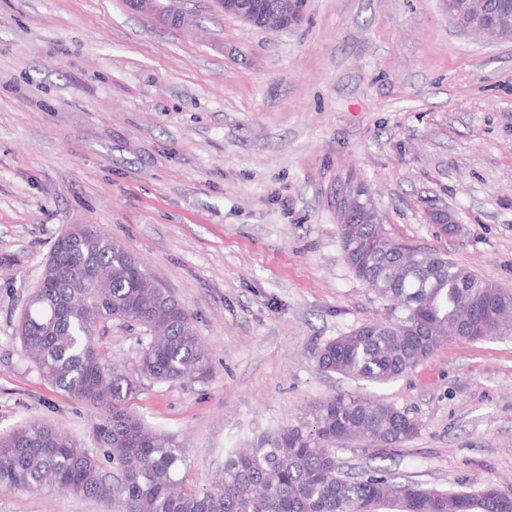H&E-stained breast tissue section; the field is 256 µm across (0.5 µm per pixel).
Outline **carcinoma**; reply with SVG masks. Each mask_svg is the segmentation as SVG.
Masks as SVG:
<instances>
[{
    "instance_id": "1",
    "label": "carcinoma",
    "mask_w": 512,
    "mask_h": 512,
    "mask_svg": "<svg viewBox=\"0 0 512 512\" xmlns=\"http://www.w3.org/2000/svg\"><path fill=\"white\" fill-rule=\"evenodd\" d=\"M339 238L355 276L388 302L387 316L324 344L321 370L387 383L449 338L477 342L512 334L511 288L440 253L405 248L363 213L346 216ZM112 321L150 336L141 376L193 383L211 376L210 352L185 306L104 230L71 225L52 247L18 334L48 384L100 410L92 433L101 454L77 447L52 425L29 422L0 437L1 492L52 484L109 500L118 512H378L395 503L403 512H437L444 501L452 512H512V485L448 493L385 476H343L337 444L363 438L397 447L419 429L397 407L352 395L323 402L312 430L286 426L259 435L224 461L214 484L198 489L181 474L185 449L131 408L136 385L114 370L104 343Z\"/></svg>"
}]
</instances>
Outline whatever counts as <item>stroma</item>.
I'll return each instance as SVG.
<instances>
[{"label": "stroma", "mask_w": 512, "mask_h": 512, "mask_svg": "<svg viewBox=\"0 0 512 512\" xmlns=\"http://www.w3.org/2000/svg\"><path fill=\"white\" fill-rule=\"evenodd\" d=\"M174 2L193 30L130 0H0V435L29 421L96 450L97 413L49 385L17 325L50 248L95 224L194 318L203 383L140 376L149 337L110 323L132 407L208 486L228 455L345 393L417 435L335 449L343 471L425 489L512 482V338L449 341L388 384L319 369L321 346L383 314L348 266L334 195L355 175L389 236L512 289V40L457 29L441 0H305L272 33L217 0ZM0 512H112L57 489Z\"/></svg>", "instance_id": "obj_1"}]
</instances>
